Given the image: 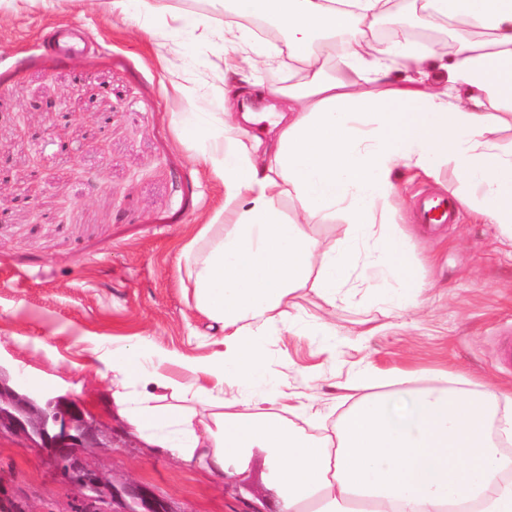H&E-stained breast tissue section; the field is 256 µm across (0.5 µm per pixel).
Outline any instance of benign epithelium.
Returning a JSON list of instances; mask_svg holds the SVG:
<instances>
[{"label":"benign epithelium","mask_w":512,"mask_h":512,"mask_svg":"<svg viewBox=\"0 0 512 512\" xmlns=\"http://www.w3.org/2000/svg\"><path fill=\"white\" fill-rule=\"evenodd\" d=\"M12 204L26 211L31 223H41L38 205L29 195L15 194ZM3 429L22 435L48 451L52 467L84 491L78 512H103L99 504L107 499L117 505L113 512H130L129 505L134 503L148 512L151 510L141 490L127 488L118 493L85 463L83 451L97 447L99 429L75 402L56 397L40 406L35 400L0 385V431Z\"/></svg>","instance_id":"obj_1"}]
</instances>
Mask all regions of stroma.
<instances>
[{"instance_id": "obj_1", "label": "stroma", "mask_w": 512, "mask_h": 512, "mask_svg": "<svg viewBox=\"0 0 512 512\" xmlns=\"http://www.w3.org/2000/svg\"><path fill=\"white\" fill-rule=\"evenodd\" d=\"M378 24L391 27L392 41L418 47L458 37L447 20L427 24L414 0H396ZM236 26L271 59L254 79L286 86L295 70L282 47L251 20ZM244 57L193 27L147 35L113 16L106 0H35L0 13V201L26 191L43 215L32 224L20 209L0 213V381L40 403L76 402L105 432L86 463L115 487L143 488L160 512H279L263 452L226 475L185 467L127 423L99 374L103 357L142 347L169 355L163 371L188 384L178 359L204 363L224 349L177 265L180 248L224 206V185L197 163L183 116L224 104L180 88ZM60 100L70 117L49 125L46 104ZM18 112L34 146L18 140ZM99 112L112 116L104 134ZM90 175L100 190L90 191ZM396 177L390 230L421 283L418 308L384 315L360 295L331 308L305 289V319L328 321L335 336H294L283 322L261 338L270 374L306 408L313 434L338 424L350 406L343 385L362 367L385 378L412 370L422 384L459 373L483 390L512 392V368L496 356L499 336L512 331V247L464 204L457 223L418 224L420 195L460 188L453 165L433 178L402 168ZM1 498L22 512H77L82 503L45 449L7 430Z\"/></svg>"}]
</instances>
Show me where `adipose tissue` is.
<instances>
[{
  "label": "adipose tissue",
  "mask_w": 512,
  "mask_h": 512,
  "mask_svg": "<svg viewBox=\"0 0 512 512\" xmlns=\"http://www.w3.org/2000/svg\"><path fill=\"white\" fill-rule=\"evenodd\" d=\"M229 2L234 16L268 11L287 27L301 77L274 92L280 130L267 147L230 137L233 95L244 81L233 65L211 84L223 113L192 112L184 124L197 162L223 181L232 207L177 256L224 351L187 363L196 377L187 385L160 368L144 370L143 351H126L101 372L115 405L190 468L223 474L265 452L279 512H512V458L500 448L512 440V414L502 413L500 396L454 376L419 386L411 371L398 372L400 389L382 392L363 368L351 382L359 398L333 434L315 438L288 419L259 341L282 321L295 336L331 335L329 325L297 317L299 291L312 288L332 307L361 288L368 270L382 285L379 309L416 306L414 273L387 230L398 168L430 175L453 164L476 215L512 242V205L502 200L512 152L486 136L491 126H512V0H419L425 21L448 18L494 37L462 40L450 56L400 45L369 54L364 39L389 0ZM343 31L353 39L333 75L332 44L320 53L307 45ZM398 59L415 78L391 79ZM435 71L446 76L442 87L426 83ZM286 196L308 217L343 212L338 245L323 247L308 225L285 217Z\"/></svg>",
  "instance_id": "adipose-tissue-1"
}]
</instances>
